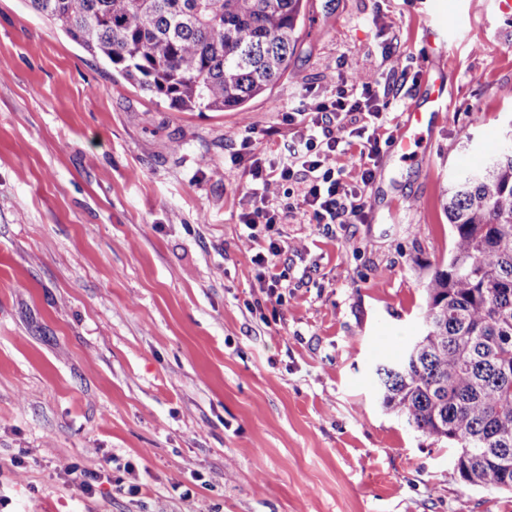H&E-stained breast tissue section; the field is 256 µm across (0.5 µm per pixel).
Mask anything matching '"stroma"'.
Wrapping results in <instances>:
<instances>
[{
  "label": "stroma",
  "mask_w": 512,
  "mask_h": 512,
  "mask_svg": "<svg viewBox=\"0 0 512 512\" xmlns=\"http://www.w3.org/2000/svg\"><path fill=\"white\" fill-rule=\"evenodd\" d=\"M498 4L309 0L293 76L240 113L169 108L0 0V512H512V493L465 486L454 448L386 411L375 378L419 332L458 158L512 121ZM432 10L457 31L444 54L413 28ZM386 45L412 76L366 188L389 214L283 225L302 250L270 300L238 222L248 164L231 158L246 136L275 157L307 87L330 92L349 62L387 72ZM437 79L447 119L402 161L392 137ZM112 455L140 496L112 492ZM66 464L109 480L84 495Z\"/></svg>",
  "instance_id": "obj_1"
}]
</instances>
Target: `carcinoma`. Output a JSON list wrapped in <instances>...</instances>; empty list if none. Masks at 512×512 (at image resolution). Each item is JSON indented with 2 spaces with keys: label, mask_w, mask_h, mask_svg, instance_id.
I'll use <instances>...</instances> for the list:
<instances>
[{
  "label": "carcinoma",
  "mask_w": 512,
  "mask_h": 512,
  "mask_svg": "<svg viewBox=\"0 0 512 512\" xmlns=\"http://www.w3.org/2000/svg\"><path fill=\"white\" fill-rule=\"evenodd\" d=\"M92 57L181 111H247L289 71L307 0H26ZM448 257L422 330L376 367L383 406L456 448L461 481L512 492V140L445 191Z\"/></svg>",
  "instance_id": "cac0c4a2"
}]
</instances>
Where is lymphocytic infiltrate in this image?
<instances>
[{"mask_svg": "<svg viewBox=\"0 0 512 512\" xmlns=\"http://www.w3.org/2000/svg\"><path fill=\"white\" fill-rule=\"evenodd\" d=\"M382 85L381 77L355 74L306 109L285 113L292 137L283 153L269 163L253 158L249 166L252 205L239 215L247 241L257 242L262 233L296 217L310 224H346L365 216L371 207L365 194L374 178L371 163L388 123L390 98ZM352 153L360 170L356 183L338 164ZM298 249L294 241L273 239L253 256L259 288L268 297H276L282 286L278 258Z\"/></svg>", "mask_w": 512, "mask_h": 512, "instance_id": "1", "label": "lymphocytic infiltrate"}]
</instances>
